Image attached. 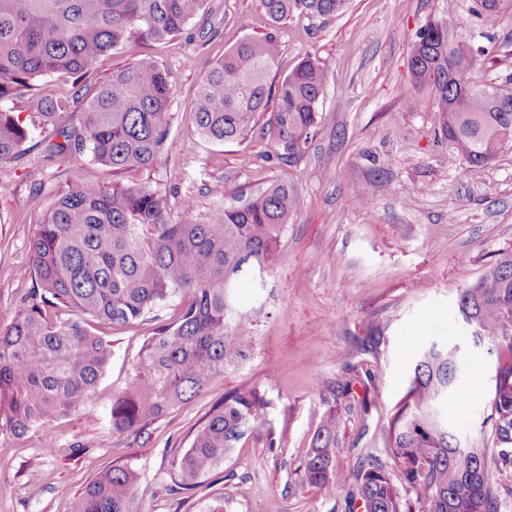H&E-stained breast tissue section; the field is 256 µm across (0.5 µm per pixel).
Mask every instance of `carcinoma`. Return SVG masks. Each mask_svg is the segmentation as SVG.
Here are the masks:
<instances>
[{"label": "carcinoma", "instance_id": "obj_1", "mask_svg": "<svg viewBox=\"0 0 512 512\" xmlns=\"http://www.w3.org/2000/svg\"><path fill=\"white\" fill-rule=\"evenodd\" d=\"M205 0H0V98L27 96L35 122L56 128L61 141L49 155L87 153L112 172L155 167L169 133L170 73L149 60L112 69L108 79L72 99L47 98L36 82L53 75L82 76L125 42L176 37ZM275 23L295 12L330 18L347 0H260ZM487 29L497 27L512 0H475ZM281 47L276 37H248L203 77L194 103L198 133L212 142H243L258 121L273 141L268 159L296 162L320 123L326 75L304 58L277 85H268ZM486 50L456 40L447 23L416 33L410 57L415 87L432 97L442 135L459 158L481 167L512 150V89L479 83ZM68 111L80 126H60ZM29 128L0 111V161L22 152ZM293 188L272 182L239 206L198 219L191 197L169 219L158 188L115 182L109 190L83 183L55 197L30 241L36 287L20 316L0 327V429L21 436L34 426L88 405L111 359L113 326L155 321L141 345L135 375L112 396V433H144L155 421L200 396L210 381L240 368L255 342L240 313L239 285L265 287L263 273L278 258L280 238L297 208ZM183 298L169 323L154 312ZM68 312L54 320L49 310ZM458 310L476 324L479 342L496 350L498 370L489 392L491 421L474 437L472 456L448 447L440 406L457 375L448 347L430 345L413 355L407 399L380 439L388 458H370L353 470L356 490L345 512H499L502 471L512 464V256L461 289ZM96 331H91V326ZM272 401L255 386L224 394L191 434L176 459L175 484L192 490L245 437L280 446L269 412ZM336 413L323 418L311 440L302 480L329 497L342 493L336 476ZM498 453V461L492 460ZM137 482L117 459L73 498L70 512H129ZM406 483L413 497L404 498Z\"/></svg>", "mask_w": 512, "mask_h": 512}]
</instances>
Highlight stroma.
Returning a JSON list of instances; mask_svg holds the SVG:
<instances>
[{
  "label": "stroma",
  "mask_w": 512,
  "mask_h": 512,
  "mask_svg": "<svg viewBox=\"0 0 512 512\" xmlns=\"http://www.w3.org/2000/svg\"><path fill=\"white\" fill-rule=\"evenodd\" d=\"M474 0H348L329 19L295 13L274 24L260 0H205L178 39L131 41L102 57L83 79L50 76L38 90L68 97L111 73L115 64L148 58L172 74L171 126L165 161L151 169L108 174L91 156L47 158L49 130L35 127L18 158L0 161V325L21 312L34 287L30 240L53 196L81 183L146 184L166 190L171 213L193 197L200 219L238 198L283 180L298 207L279 243V259L264 274L268 298L248 285L237 290L241 312L254 319L252 359L211 382L206 393L156 422L142 437L113 434L112 393L131 377L147 324L117 327L112 357L91 407L35 426L17 438L0 430V512H68L72 499L115 459L137 472L130 512H201L224 493L229 512H340V502L301 481V465L328 410H335L333 464L349 479L357 458L385 456L380 434L404 401L410 354L431 343L461 348L457 394L448 422L478 434L490 413L496 354L473 344L458 314L459 288L512 255V151L490 164H464L439 131V114L418 92L408 69L417 31L447 21L458 39L489 50L477 80L512 79V14L485 29ZM274 34L281 44L275 75L302 59L326 70L322 122L293 165L270 160L271 137L258 125L243 143L203 140L192 112L205 72L244 38ZM411 185L422 191L405 198ZM367 194L365 209L350 206ZM352 376L350 400H333L326 386ZM243 385L266 391L269 418L281 439H242L207 474L200 488L172 493L174 458L193 428L225 392ZM471 390L467 406L458 394Z\"/></svg>",
  "instance_id": "1"
}]
</instances>
